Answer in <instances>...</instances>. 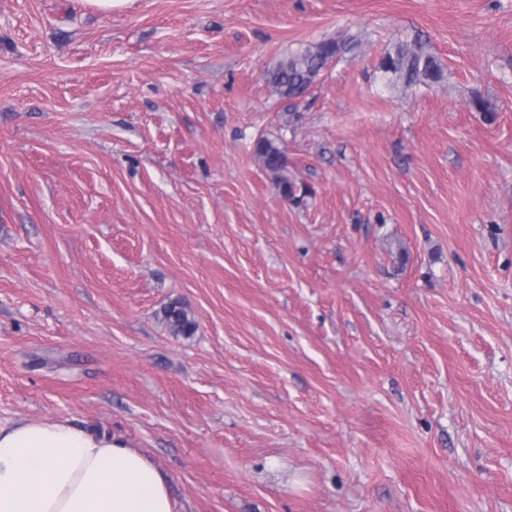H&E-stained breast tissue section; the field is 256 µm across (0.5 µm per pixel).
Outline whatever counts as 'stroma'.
Listing matches in <instances>:
<instances>
[{
  "label": "stroma",
  "instance_id": "35a3bbf8",
  "mask_svg": "<svg viewBox=\"0 0 512 512\" xmlns=\"http://www.w3.org/2000/svg\"><path fill=\"white\" fill-rule=\"evenodd\" d=\"M46 417L182 512H512V0H0V425ZM350 43L328 39L298 47L267 71L266 81L282 99L297 100L314 85L336 57L345 55ZM380 68L391 83L401 84L407 90L439 82L444 77L437 59L426 53L417 42L398 44L393 54L389 53L382 59ZM256 153L272 174L278 194L286 201H295V183L288 177V159L284 150L275 141L262 137L256 142ZM162 320L174 336H193L197 330L193 312L179 302L170 303L163 308Z\"/></svg>",
  "mask_w": 512,
  "mask_h": 512
}]
</instances>
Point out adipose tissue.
Instances as JSON below:
<instances>
[{"label": "adipose tissue", "mask_w": 512, "mask_h": 512, "mask_svg": "<svg viewBox=\"0 0 512 512\" xmlns=\"http://www.w3.org/2000/svg\"><path fill=\"white\" fill-rule=\"evenodd\" d=\"M0 512H180L138 449L57 418L0 426Z\"/></svg>", "instance_id": "1"}]
</instances>
